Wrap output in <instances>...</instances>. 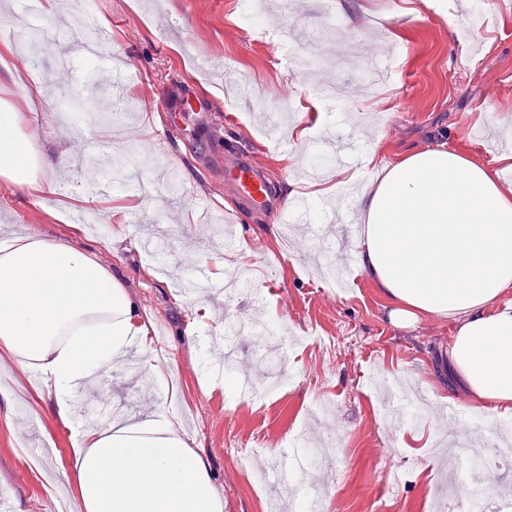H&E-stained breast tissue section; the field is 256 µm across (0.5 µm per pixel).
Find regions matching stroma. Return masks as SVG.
Masks as SVG:
<instances>
[{
  "label": "stroma",
  "mask_w": 512,
  "mask_h": 512,
  "mask_svg": "<svg viewBox=\"0 0 512 512\" xmlns=\"http://www.w3.org/2000/svg\"><path fill=\"white\" fill-rule=\"evenodd\" d=\"M266 0L264 27L245 20V0H84L112 34V59L135 78L121 116L103 124L106 102L88 98L73 83L87 74L97 85L108 75L92 61L77 58L54 66L58 19L31 23L21 10L0 16V40L21 45L0 56V100L29 102V117L46 126V144L55 154L69 141L72 154L56 159L43 175L60 184L47 208L30 205L0 186V214L49 236L67 231L50 209L71 206L72 217L103 213L114 199L129 205L126 221L110 222L105 234L88 232L83 241L145 306L152 319L155 354L165 361L167 388L144 386L138 377L111 376L79 396V417L104 422L113 407L140 412L174 410L193 441L210 459L224 491L226 512H269L285 485L280 455L299 454L306 440L334 434L318 467L301 471L304 495L321 499L326 512H462L461 498L444 493L449 471L445 455L454 431L447 409L437 407V384L448 383L449 319H420L400 326L368 275L348 276L339 290L317 278L316 254L355 268L348 225L335 229V246L296 231L295 218L275 209L256 213L234 196H212L224 172L227 150L240 149L263 169L282 198L300 197L313 206L336 200L376 152L382 161L420 148L445 144L473 159L491 162L496 153L485 139H498L499 113H512V0ZM291 22L300 35L282 49L278 31ZM247 78L258 103L292 92L302 125L311 129L304 150L317 153L325 130H358L359 154L329 169L319 180L299 178L286 168L287 148L266 137L233 82ZM47 82L49 102L32 89ZM348 84L352 101H327L324 86ZM189 97L203 100L195 113L180 110ZM89 131L112 144L113 170L143 162L144 176L162 169L178 172L194 199H150L127 184L112 194H90L88 185L104 166L76 161L74 135ZM154 233L158 258L140 241ZM204 262L213 281L241 266L252 282L247 296L219 306L186 297L180 286L185 268ZM269 324L303 335L288 354V375L275 389L260 385L233 393L223 380L204 372L222 350L212 335L229 326L236 367L265 372L271 366V339L253 325ZM398 380L417 408L415 420H387L375 386L377 378ZM0 494L13 512H74L77 500L58 480L70 455L71 425L47 412L50 396L39 395L30 372L0 353ZM512 435V417L495 422L479 455L490 492L512 491V464L498 461L494 447Z\"/></svg>",
  "instance_id": "35a3bbf8"
}]
</instances>
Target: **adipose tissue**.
Instances as JSON below:
<instances>
[{
	"label": "adipose tissue",
	"instance_id": "1",
	"mask_svg": "<svg viewBox=\"0 0 512 512\" xmlns=\"http://www.w3.org/2000/svg\"><path fill=\"white\" fill-rule=\"evenodd\" d=\"M44 131L27 113L0 103V182L33 205L55 194L40 177L50 166ZM512 150L491 163L447 146L364 161L358 197L364 219L352 232L358 270L374 278L391 318L408 326L428 315L458 327L448 369L482 403L490 421L512 416ZM50 237L0 226V350L14 366L34 369L51 396L50 415L67 421L82 390L102 370L126 369L142 356L143 383L161 386L151 358L145 308L95 252L74 236ZM63 477L83 512H224V492L177 415L159 408L76 428Z\"/></svg>",
	"mask_w": 512,
	"mask_h": 512
}]
</instances>
